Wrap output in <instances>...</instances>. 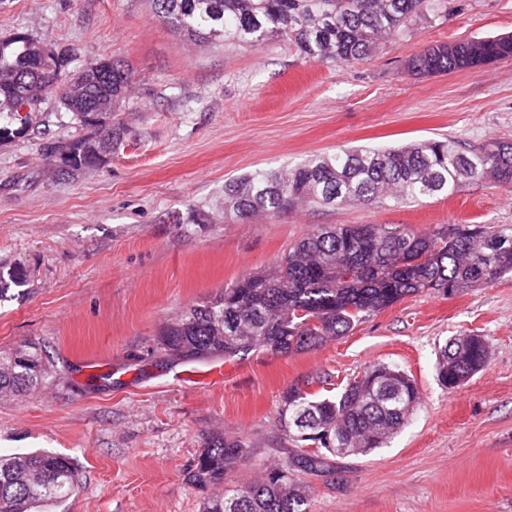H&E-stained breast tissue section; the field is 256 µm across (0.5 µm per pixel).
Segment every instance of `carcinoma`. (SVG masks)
<instances>
[{
    "instance_id": "carcinoma-1",
    "label": "carcinoma",
    "mask_w": 512,
    "mask_h": 512,
    "mask_svg": "<svg viewBox=\"0 0 512 512\" xmlns=\"http://www.w3.org/2000/svg\"><path fill=\"white\" fill-rule=\"evenodd\" d=\"M156 13L177 34L194 41L260 45L286 38L319 61L353 62L370 56L383 39L415 19L446 8V0H152ZM27 36L0 41V140L28 131L30 114L17 99L58 96L84 134L44 148L45 162L65 154V174L100 162L125 138L112 122L131 86L117 61L102 72L93 63L77 72L70 58L53 63L40 86L28 82L45 62L25 51ZM471 39L423 49L412 62L420 74L465 69L482 60L512 58V40ZM489 180L512 187V142L466 147L453 139L424 140L397 148L341 150L290 170L261 169L224 183V210L242 221L277 216L300 203L327 206L357 202L365 207L399 199L450 195L466 181ZM512 273V234L491 226L457 227L421 235L382 224L320 227L273 267L248 273L210 300L192 305L165 324L155 351L181 363L214 358L231 361L253 350L290 353L338 340L356 324L424 290L458 294ZM25 284L24 272L0 269V301ZM484 342L468 346L451 339L437 362L438 378L454 390L485 367ZM53 377L42 351L23 346L0 353V395L30 390ZM419 403L414 380L399 368L372 366L334 395L291 387L280 397L279 418L293 440L311 441L322 452L295 451L238 486L226 479L253 455V446L232 436L209 441L188 481L222 486L203 512H309L307 486L280 475L318 474L329 457L366 455L382 447L409 421ZM76 485L70 458L47 450L0 455V512H37L62 501Z\"/></svg>"
}]
</instances>
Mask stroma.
I'll return each instance as SVG.
<instances>
[{
	"label": "stroma",
	"instance_id": "1",
	"mask_svg": "<svg viewBox=\"0 0 512 512\" xmlns=\"http://www.w3.org/2000/svg\"><path fill=\"white\" fill-rule=\"evenodd\" d=\"M102 58L133 77L123 144L101 164L58 177L42 149L79 135L49 97L27 135L0 144V266L24 286L0 302V352L45 346V385L0 396V455L43 449L78 471L57 512H202L186 474L216 435L255 455L237 486L296 449L279 423L282 393L339 387L374 364L397 366L420 402L390 442L302 475L310 512H512V275L455 296L423 292L315 350H256L225 363L167 365L159 329L238 277L276 264L320 225L386 224L418 234L461 225L512 232V189L488 181L455 193L364 207L301 206L240 222L224 215L225 181L291 169L341 148L425 139L512 141V58L419 76L425 47L512 34V0H448L358 63L303 58L285 39L196 43L150 0H0V38ZM204 223L189 222L191 211ZM483 336L482 371L440 382L439 349Z\"/></svg>",
	"mask_w": 512,
	"mask_h": 512
}]
</instances>
